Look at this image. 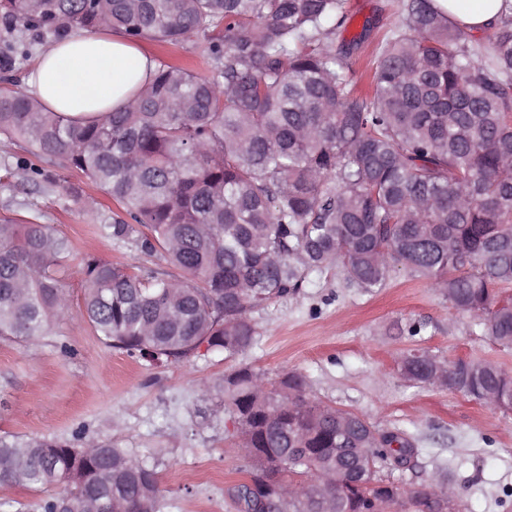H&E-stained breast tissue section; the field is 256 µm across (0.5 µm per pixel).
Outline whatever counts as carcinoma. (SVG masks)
<instances>
[{
	"label": "carcinoma",
	"mask_w": 512,
	"mask_h": 512,
	"mask_svg": "<svg viewBox=\"0 0 512 512\" xmlns=\"http://www.w3.org/2000/svg\"><path fill=\"white\" fill-rule=\"evenodd\" d=\"M399 10L362 93L334 44L344 0H0L8 33L62 42L107 25L132 41L202 39L216 63L206 77L159 61L124 109L83 124L0 89V138L25 144L5 171L51 183L29 157L62 162L118 204L99 216L103 237L181 272L85 256L84 319L102 344L168 362L204 342L235 359L255 343L251 311L311 272L340 266L372 291L400 265L512 346V19L484 46L433 0ZM29 52L23 39L0 46V67ZM70 261L50 225L0 222V338L34 342L69 312L58 272ZM439 363L398 360L430 387ZM448 390L505 409L512 375L459 359ZM224 393L255 481L270 496L293 477L307 485L290 512H447L437 492L380 476L419 454L405 434L377 440L362 415L308 399L302 376L270 383L242 364ZM17 481L64 485L42 512H158L156 471L111 443L1 435L0 486ZM242 488L227 489L239 512H259Z\"/></svg>",
	"instance_id": "carcinoma-1"
}]
</instances>
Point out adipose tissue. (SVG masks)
Returning a JSON list of instances; mask_svg holds the SVG:
<instances>
[{"mask_svg":"<svg viewBox=\"0 0 512 512\" xmlns=\"http://www.w3.org/2000/svg\"><path fill=\"white\" fill-rule=\"evenodd\" d=\"M468 34L494 26L512 0H434ZM153 60L111 28L75 35L45 51L29 77L31 96L77 121L123 109L151 79Z\"/></svg>","mask_w":512,"mask_h":512,"instance_id":"ef3b65f1","label":"adipose tissue"}]
</instances>
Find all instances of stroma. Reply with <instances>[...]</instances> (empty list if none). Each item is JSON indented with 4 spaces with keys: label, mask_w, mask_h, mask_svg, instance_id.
<instances>
[{
    "label": "stroma",
    "mask_w": 512,
    "mask_h": 512,
    "mask_svg": "<svg viewBox=\"0 0 512 512\" xmlns=\"http://www.w3.org/2000/svg\"><path fill=\"white\" fill-rule=\"evenodd\" d=\"M399 0H347L350 33L374 27L354 50V77L367 84L375 48L401 23ZM151 57L212 76L206 42L163 45L144 40ZM52 184H33L0 170V219L36 218L73 247L72 308L44 336L26 343L0 339V435L108 441L137 455L158 475L160 512H237L227 490L246 474L224 410V378L245 362L267 379L296 372L309 398L363 415L383 432L401 431L420 454L413 469L384 471L395 484L427 483L446 467L464 512H512V412L462 394L407 381L396 359L425 350L453 362L475 358L512 371V346L493 342L446 298L408 270L395 268L385 287L368 292L331 267L311 273L300 292L253 310L256 343L237 362L199 348L180 361L155 365L107 348L79 306L85 254L119 266L154 265L129 243L100 236L91 212L69 200L68 184L96 188L59 163L43 162ZM211 388L200 399L198 386Z\"/></svg>",
    "instance_id": "obj_1"
}]
</instances>
